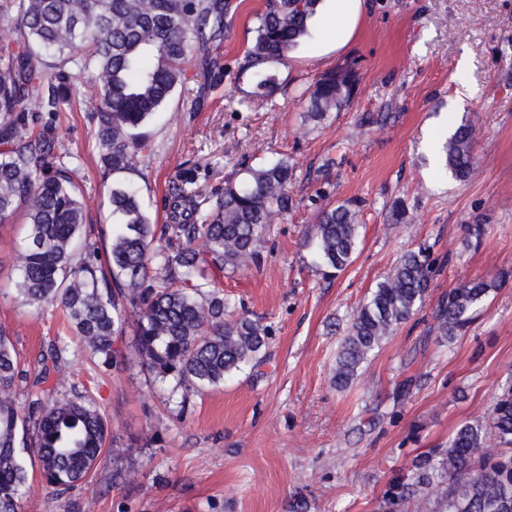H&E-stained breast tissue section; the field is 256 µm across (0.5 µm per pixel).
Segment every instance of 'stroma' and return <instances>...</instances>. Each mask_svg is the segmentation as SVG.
<instances>
[{"label": "stroma", "instance_id": "35a3bbf8", "mask_svg": "<svg viewBox=\"0 0 512 512\" xmlns=\"http://www.w3.org/2000/svg\"><path fill=\"white\" fill-rule=\"evenodd\" d=\"M222 48L225 76L187 79L144 126L148 148L132 178L147 214L167 223L171 188L188 179L210 195L242 168L288 157L293 208L275 218L260 268L221 276L225 294L270 329L261 366L194 395L186 414L172 382L154 378L133 349L123 369L93 368L71 348L52 380L65 394L89 393L114 448L99 456L93 482L59 494L26 458L24 512H374L389 481L418 453L444 446L465 421H484L512 375V278L484 303L466 333H432L438 298L475 278L512 275V0H361L347 43L334 47L323 0L309 37L278 66L271 97L246 103L239 65L262 0H233ZM357 76L349 107L305 122L323 73ZM469 97L458 99L461 87ZM76 105L50 132L55 153L81 187L85 223L108 242L112 214L96 144V120ZM474 125L476 173L444 175L430 145L449 126ZM359 212L353 263L336 276L317 271L305 231L326 203ZM405 224L389 215L396 202ZM24 215L0 224V331L31 371L49 339L67 327L58 309L26 305L14 256ZM484 228L479 247L467 227ZM431 248L442 265L421 310L376 350L358 379L336 390L332 368L343 329L400 254Z\"/></svg>", "mask_w": 512, "mask_h": 512}]
</instances>
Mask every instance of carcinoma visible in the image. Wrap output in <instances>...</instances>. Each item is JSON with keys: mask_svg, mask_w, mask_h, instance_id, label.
Here are the masks:
<instances>
[{"mask_svg": "<svg viewBox=\"0 0 512 512\" xmlns=\"http://www.w3.org/2000/svg\"><path fill=\"white\" fill-rule=\"evenodd\" d=\"M320 0H264L246 50L252 94L276 85L275 67L309 35ZM234 18L231 0H0V19L17 31L16 49L0 53V224L25 210L24 244L16 256L17 292L38 308H62L71 336L50 341L41 363L56 365L71 345L89 348L98 367L123 365L115 343L130 314L133 347L154 376L181 391L180 413L191 396L259 363L269 328L231 310L209 272H236L263 263L274 214L293 202L288 159L248 167L224 190L203 197L174 187L170 223L157 228L136 185L121 175L136 171L148 148L140 129L186 79L197 57L220 81L224 65L211 56L224 44ZM92 92L84 110L97 119L96 139L117 231L99 259L85 229L80 187L56 163L47 129L34 131L25 106L50 115L73 107L72 90ZM353 86L331 73L315 82L305 119L316 124L349 105ZM472 123L458 125L441 143L445 172L464 182L474 171ZM358 212L347 203L325 205L307 231L316 268L337 274L354 259ZM429 248L402 253L359 306L336 356L332 382L349 387L370 355L423 306L436 275ZM507 275L473 279L438 299L431 330L453 340L465 333ZM17 352L0 331V512H22L29 474L16 449L19 426L30 424L29 447L47 485L57 491L88 481L108 439L109 426L93 400L55 397L49 368L33 380L20 409ZM490 422L458 425L448 446L412 459L409 473L388 484L380 512H512V377Z\"/></svg>", "mask_w": 512, "mask_h": 512, "instance_id": "obj_1", "label": "carcinoma"}]
</instances>
